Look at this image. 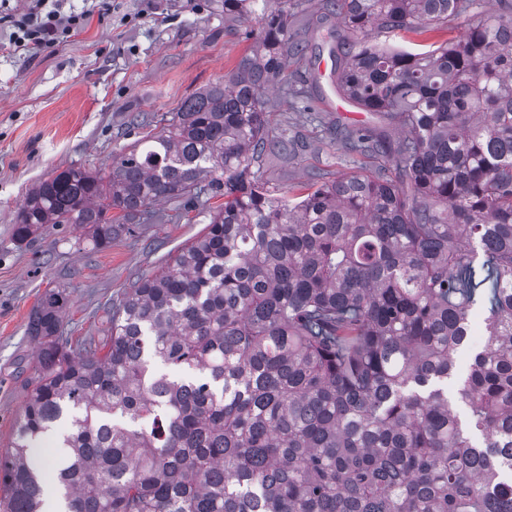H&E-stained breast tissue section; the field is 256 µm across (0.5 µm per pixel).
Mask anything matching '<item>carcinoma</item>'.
Here are the masks:
<instances>
[{
	"instance_id": "obj_1",
	"label": "carcinoma",
	"mask_w": 512,
	"mask_h": 512,
	"mask_svg": "<svg viewBox=\"0 0 512 512\" xmlns=\"http://www.w3.org/2000/svg\"><path fill=\"white\" fill-rule=\"evenodd\" d=\"M211 6L257 24L235 69L109 166L39 181L18 214L21 242L78 224L100 247L160 199L224 197L102 339L72 347L63 292L38 301L0 506L42 512L31 449L69 415L62 512H512V0H317L349 32L329 31L337 91L400 135L347 131L377 164L319 174L300 200L265 179L295 152L266 93L306 26L290 0ZM452 24L462 36L423 52L375 42ZM487 290L459 392L478 444L441 384Z\"/></svg>"
}]
</instances>
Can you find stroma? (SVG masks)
Wrapping results in <instances>:
<instances>
[{"instance_id":"1","label":"stroma","mask_w":512,"mask_h":512,"mask_svg":"<svg viewBox=\"0 0 512 512\" xmlns=\"http://www.w3.org/2000/svg\"><path fill=\"white\" fill-rule=\"evenodd\" d=\"M28 6L0 0V453L26 399L37 349L28 326L39 299L66 290L60 334L70 344L101 337L112 303L161 270L210 218L207 199L186 206L163 200L154 219L104 247L74 224H49L20 242L14 225L28 191L54 172L105 167L158 133L182 100L235 68L254 28L225 22L209 0H61L62 12L86 13L84 26L56 46L15 52L10 19ZM331 47L325 29L311 27L304 55L290 60L268 92L279 96L293 75L308 78L307 97L276 115L308 147L271 181L275 193H305L315 171L330 179L356 171L363 161L343 149L341 131L385 128L339 94ZM140 112L150 125L133 124Z\"/></svg>"}]
</instances>
